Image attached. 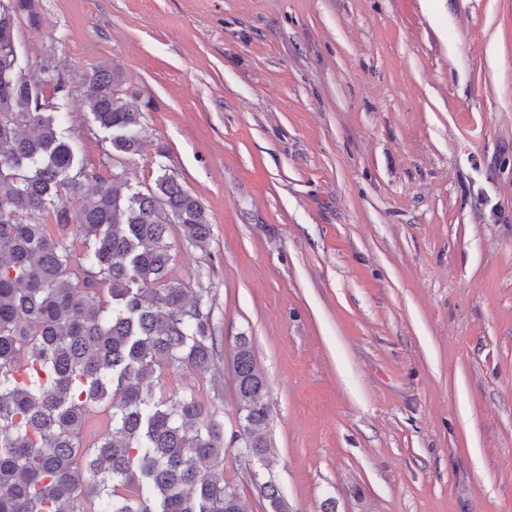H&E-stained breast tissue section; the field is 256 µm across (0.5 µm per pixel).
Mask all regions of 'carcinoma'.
Returning a JSON list of instances; mask_svg holds the SVG:
<instances>
[{
  "label": "carcinoma",
  "instance_id": "1",
  "mask_svg": "<svg viewBox=\"0 0 512 512\" xmlns=\"http://www.w3.org/2000/svg\"><path fill=\"white\" fill-rule=\"evenodd\" d=\"M22 18L40 26L36 0H0V512H249L211 475L224 422L191 395L155 397L151 380L163 368L206 373L219 358L209 313L169 278L171 225L205 250L206 208L166 172L144 193L89 169L63 126L64 75L31 82L19 68ZM121 83L94 69L85 103L112 150L135 154L140 112ZM233 369L238 438L269 469L258 434L268 386L244 336ZM98 413L112 437L85 443ZM260 492L270 512H288L272 481Z\"/></svg>",
  "mask_w": 512,
  "mask_h": 512
}]
</instances>
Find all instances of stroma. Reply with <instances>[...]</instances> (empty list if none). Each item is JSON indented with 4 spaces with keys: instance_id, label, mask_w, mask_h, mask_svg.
<instances>
[{
    "instance_id": "35a3bbf8",
    "label": "stroma",
    "mask_w": 512,
    "mask_h": 512,
    "mask_svg": "<svg viewBox=\"0 0 512 512\" xmlns=\"http://www.w3.org/2000/svg\"><path fill=\"white\" fill-rule=\"evenodd\" d=\"M26 76L71 86L74 145L208 210L170 276L221 338L220 385L156 371L224 423L251 512H512V0H36ZM116 67L144 144L113 153L84 77ZM269 383L275 463L239 456L233 356Z\"/></svg>"
}]
</instances>
